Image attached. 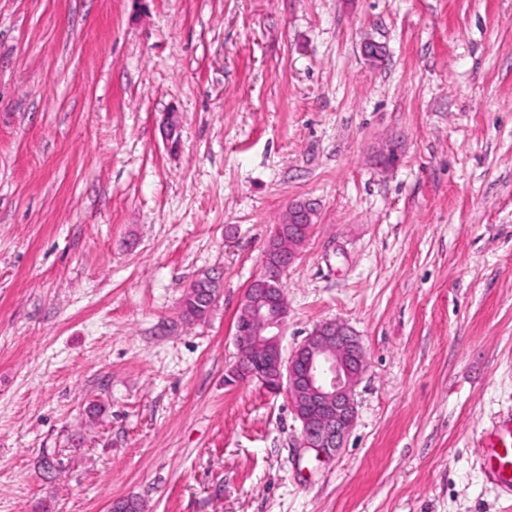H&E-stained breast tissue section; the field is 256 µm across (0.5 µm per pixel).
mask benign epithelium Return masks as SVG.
<instances>
[{
    "mask_svg": "<svg viewBox=\"0 0 512 512\" xmlns=\"http://www.w3.org/2000/svg\"><path fill=\"white\" fill-rule=\"evenodd\" d=\"M314 208L307 202L289 207L288 223L313 224ZM304 239L288 236L282 263L253 280L242 309L252 325L249 336L236 337L237 350L252 348L257 361L246 364L245 375L266 387L287 390L296 419L301 424L302 445L322 455L343 447L354 426L357 410L353 389L364 368L363 346L351 328L340 321L316 326L289 355H284L282 338L288 302L276 280L288 269Z\"/></svg>",
    "mask_w": 512,
    "mask_h": 512,
    "instance_id": "1",
    "label": "benign epithelium"
}]
</instances>
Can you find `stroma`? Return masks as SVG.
Instances as JSON below:
<instances>
[{
    "instance_id": "1",
    "label": "stroma",
    "mask_w": 512,
    "mask_h": 512,
    "mask_svg": "<svg viewBox=\"0 0 512 512\" xmlns=\"http://www.w3.org/2000/svg\"><path fill=\"white\" fill-rule=\"evenodd\" d=\"M298 200L283 346L366 363L326 458L224 381ZM511 414L512 0H0V512H512ZM204 277L197 279L203 288L198 293H191L189 290L183 300L182 315L188 321L203 318L218 296L219 285ZM483 473L492 485L512 493V417L504 419L483 437Z\"/></svg>"
}]
</instances>
